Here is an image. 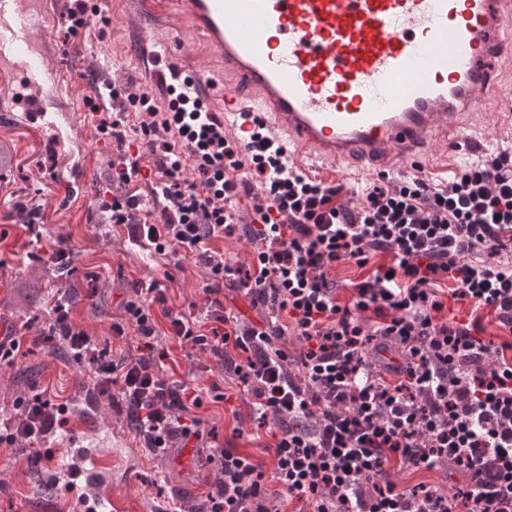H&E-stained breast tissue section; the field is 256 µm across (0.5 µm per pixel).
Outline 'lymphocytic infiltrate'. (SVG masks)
<instances>
[{
    "mask_svg": "<svg viewBox=\"0 0 512 512\" xmlns=\"http://www.w3.org/2000/svg\"><path fill=\"white\" fill-rule=\"evenodd\" d=\"M194 75L171 69L165 100L143 86L113 88L145 113L143 148L115 171L130 182L144 158L159 165L152 197L158 218L134 220L138 195L104 202L110 223L157 252L178 245L210 275L205 320L173 315L179 341L210 354L253 399L258 422H279L272 468L223 449L199 450L216 477L202 512H512V360L482 336L479 320L454 324L447 300L492 310L512 329V155L488 153L448 185L423 173L373 183L357 206L349 190L294 173L279 143L247 112L227 133L211 106L194 96ZM129 110V111H130ZM191 170L194 178L182 177ZM260 189L249 224L250 263L216 257L213 240L233 235L241 193ZM354 262L367 274L352 304H340L331 269ZM263 310L244 325L227 311L225 282ZM448 284L447 296L435 292ZM112 334L134 328L154 337L159 282L137 287ZM54 327L64 350L94 390L120 401L143 448L167 454L174 442L202 438L203 396L157 368L151 356L113 359L74 327L65 306ZM295 337L298 351L286 341ZM299 374H292L291 363ZM20 414L0 425V444L30 440L47 450L68 409L46 394L20 400ZM466 474L465 488H399L390 462Z\"/></svg>",
    "mask_w": 512,
    "mask_h": 512,
    "instance_id": "obj_1",
    "label": "lymphocytic infiltrate"
}]
</instances>
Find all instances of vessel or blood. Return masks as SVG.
Instances as JSON below:
<instances>
[{
  "label": "vessel or blood",
  "instance_id": "1",
  "mask_svg": "<svg viewBox=\"0 0 512 512\" xmlns=\"http://www.w3.org/2000/svg\"><path fill=\"white\" fill-rule=\"evenodd\" d=\"M177 13L222 62L199 77L198 98L224 102V121L256 114L290 166L330 176L421 166L434 135L469 149L511 112L477 117L512 71V0H175ZM38 0H0V83L23 77L19 109L60 131L44 96L72 94L69 77L36 61ZM148 75L173 61L167 43L134 33Z\"/></svg>",
  "mask_w": 512,
  "mask_h": 512
}]
</instances>
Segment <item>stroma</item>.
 <instances>
[{"label": "stroma", "instance_id": "35a3bbf8", "mask_svg": "<svg viewBox=\"0 0 512 512\" xmlns=\"http://www.w3.org/2000/svg\"><path fill=\"white\" fill-rule=\"evenodd\" d=\"M67 0H43L45 21L36 35L44 45L42 67L68 73L79 95L96 97L98 111L72 112L64 124L65 142L41 122L25 117L13 106V89L0 87V143L9 145L14 161L0 172V279L8 289L0 294V319L32 339L29 352L11 366L0 368V421L17 415L20 399L42 391L64 400L68 423L52 450L57 458L75 464L76 478L56 473L49 464L32 467L33 445H0V512H84L80 495L98 501L116 498L126 512H156L169 498L203 503L214 478L212 467L200 466L196 456L181 460L180 449L163 456L141 448L137 434L108 398L91 396L83 369L69 354L43 343L57 304L71 308L73 323L114 357H136L141 343L136 335L116 340L113 322L124 316L135 287L160 281L166 306L176 314L203 315L208 275L183 251L165 253L132 244L124 227L108 224L103 200L126 194L147 195L149 182L125 183L114 177L112 165L121 148L99 130L103 113L111 111V97H97L108 84L135 85L147 77L131 65L135 51L131 30L144 24L157 40L172 43L181 69L218 72L220 62L208 59L203 41L184 20L139 16L134 0H105L103 19L87 30L70 34L61 20ZM39 208L40 220L20 221L19 204ZM69 249V271L57 268L58 247ZM29 281L19 293L20 281ZM152 344L165 353V374L188 389L204 390L211 383L225 386L228 401L204 400L197 415L210 445L233 448L267 463L274 445L275 420L258 427L251 399L228 381L214 358L178 342L165 316H158ZM112 459V472H91L88 453ZM77 491H70V483Z\"/></svg>", "mask_w": 512, "mask_h": 512}]
</instances>
